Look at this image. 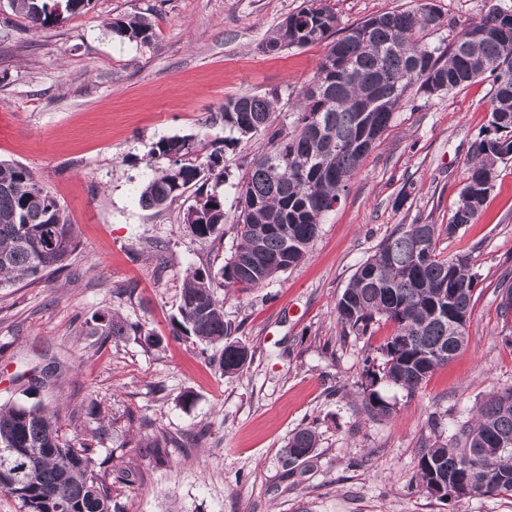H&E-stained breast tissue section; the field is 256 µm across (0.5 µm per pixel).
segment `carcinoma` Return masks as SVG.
Wrapping results in <instances>:
<instances>
[{"instance_id":"obj_1","label":"carcinoma","mask_w":512,"mask_h":512,"mask_svg":"<svg viewBox=\"0 0 512 512\" xmlns=\"http://www.w3.org/2000/svg\"><path fill=\"white\" fill-rule=\"evenodd\" d=\"M92 2L9 0L35 28L88 11ZM439 25L435 8L421 2L343 27L327 0H302L262 42L267 53L326 46L291 123L274 124L276 94H243L206 120L228 131L211 143V151L201 153L189 137L155 143L152 155L168 163L149 165L141 206L162 209L196 188V204L184 214L183 226L206 241L224 226V200L216 191L224 183V148L256 134L266 138L238 191L235 251L216 273L187 272L172 323L175 336L222 345L216 362L225 376L243 372L252 353L232 339L234 328L224 321L217 290L261 288L307 259L326 213L409 89L415 86L430 97L488 75L494 84L489 129L473 144L449 223L401 225L357 268L336 302L339 321L357 336L381 319L395 325L382 347V363L365 369L363 399L377 415L394 410L377 386L411 394L465 347L467 329L454 335L448 311L471 317L477 278L467 254L442 256L436 242L474 223L493 191L496 165L512 159V0H501L497 9L461 29L444 52L424 41ZM105 27L121 41L146 43L153 36L145 16L115 19ZM75 249L74 226L57 199L27 167L0 160V287L62 270ZM500 294L503 316L512 315V278L502 280ZM131 330L136 327L118 315H102L91 334L118 340ZM502 438L512 440L511 387L483 398L448 442L422 449L420 485L439 501L448 495L436 492L449 487L459 492V500L512 496V450H499ZM1 448L18 453L0 452V491L17 498L25 512H122L112 486L130 482L131 471L107 467L90 449L62 441L56 416L42 408L0 406ZM316 448L315 430L296 431L283 448L284 465L312 458Z\"/></svg>"}]
</instances>
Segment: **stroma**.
<instances>
[{"mask_svg": "<svg viewBox=\"0 0 512 512\" xmlns=\"http://www.w3.org/2000/svg\"><path fill=\"white\" fill-rule=\"evenodd\" d=\"M442 17L432 45L447 48L491 0H430ZM301 0H94L91 11L28 28L0 0V113L12 136L0 158L29 168L75 226L77 249L62 271L0 288V404L59 416L72 446L131 469L117 485L124 512H512V497L441 502L419 485L421 449L448 440L487 394L512 387V316L498 285L512 270V159L473 224L440 237L441 255L468 253L478 277L465 350L415 392L384 388L392 416L370 414L361 394L365 358H380L394 332L364 336L337 318L336 299L356 268L403 224H448L472 144L490 124L491 80L438 96L410 89L347 190L326 215L308 259L255 290H218L224 319L253 354L228 378L215 347L172 334L190 267L219 269L237 245L235 185L266 140L224 150L225 222L206 242L183 215L195 191L145 209L138 186L154 144L223 136L206 118L228 98L277 94V118L299 104L325 45L264 52L267 34ZM342 23L415 7L416 0H330ZM147 16L146 44L119 41L104 24ZM162 252H155V245ZM119 313L141 328L119 341L85 333L86 321ZM159 336L150 347L144 333ZM57 373L32 390L29 375ZM315 428L311 462L282 466L288 437ZM156 435L164 462L145 453Z\"/></svg>", "mask_w": 512, "mask_h": 512, "instance_id": "35a3bbf8", "label": "stroma"}]
</instances>
